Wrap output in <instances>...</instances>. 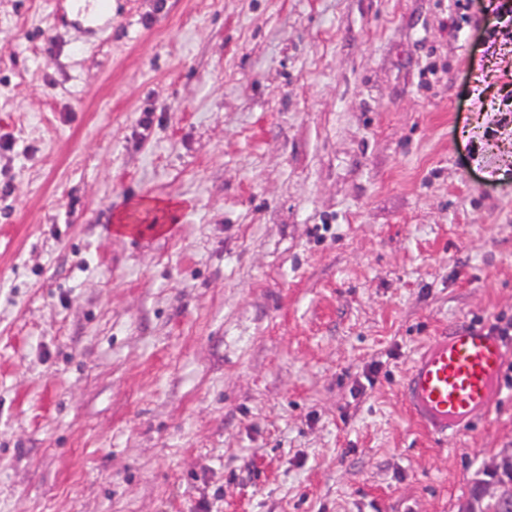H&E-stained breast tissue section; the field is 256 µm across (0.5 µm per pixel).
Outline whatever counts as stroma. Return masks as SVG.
Listing matches in <instances>:
<instances>
[{
	"mask_svg": "<svg viewBox=\"0 0 512 512\" xmlns=\"http://www.w3.org/2000/svg\"><path fill=\"white\" fill-rule=\"evenodd\" d=\"M487 0H0V512H466L399 383L512 321ZM482 97H475V89ZM103 0H77V14L90 24L107 25L112 17L108 16L107 11L101 8Z\"/></svg>",
	"mask_w": 512,
	"mask_h": 512,
	"instance_id": "stroma-1",
	"label": "stroma"
}]
</instances>
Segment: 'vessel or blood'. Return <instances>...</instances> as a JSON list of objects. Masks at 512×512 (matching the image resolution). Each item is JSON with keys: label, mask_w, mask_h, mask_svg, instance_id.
Here are the masks:
<instances>
[{"label": "vessel or blood", "mask_w": 512, "mask_h": 512, "mask_svg": "<svg viewBox=\"0 0 512 512\" xmlns=\"http://www.w3.org/2000/svg\"><path fill=\"white\" fill-rule=\"evenodd\" d=\"M103 0H76V11L91 24L111 21ZM505 350L487 324L462 317L433 340L408 372L402 396L419 425L439 435H462L489 415L500 388Z\"/></svg>", "instance_id": "vessel-or-blood-1"}]
</instances>
